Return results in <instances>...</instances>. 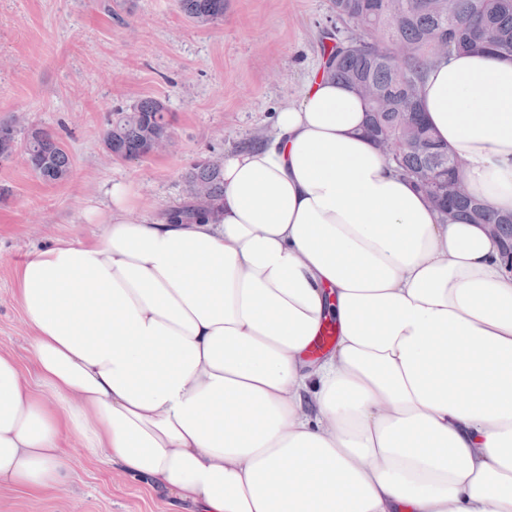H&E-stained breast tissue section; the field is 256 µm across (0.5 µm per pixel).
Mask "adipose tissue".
I'll return each mask as SVG.
<instances>
[{
  "label": "adipose tissue",
  "mask_w": 512,
  "mask_h": 512,
  "mask_svg": "<svg viewBox=\"0 0 512 512\" xmlns=\"http://www.w3.org/2000/svg\"><path fill=\"white\" fill-rule=\"evenodd\" d=\"M468 194L512 212V57L420 86ZM314 74L224 156L215 218L134 220L14 263L36 383L0 348V488H56L65 441L177 512H512V262L447 224Z\"/></svg>",
  "instance_id": "adipose-tissue-1"
}]
</instances>
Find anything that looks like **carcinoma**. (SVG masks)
<instances>
[{"label": "carcinoma", "instance_id": "carcinoma-1", "mask_svg": "<svg viewBox=\"0 0 512 512\" xmlns=\"http://www.w3.org/2000/svg\"><path fill=\"white\" fill-rule=\"evenodd\" d=\"M182 12L201 24L224 16V0H179ZM330 19L320 26V69L325 76L349 87L365 81L377 91L365 102V133L371 139L402 133L400 113L408 112L424 136L433 139L420 115L419 85L448 43V55L492 52L512 56V0H330ZM171 133L168 109L160 100L144 98L128 112H116L104 132L105 148L115 147L138 159L150 155L151 141ZM427 156L409 150L389 158L396 169L424 191L430 170L438 168L451 181L459 180L454 156L440 145ZM22 151L31 171L46 183L65 181L71 157L58 136L44 128L24 130L11 121L0 123V161ZM189 201L167 209L171 223L206 218L212 211L196 208L194 198L218 202L224 193L221 165L195 164L185 175ZM435 205L451 223L497 224L503 241L512 242V213H492L479 200L462 192L443 196Z\"/></svg>", "mask_w": 512, "mask_h": 512}]
</instances>
